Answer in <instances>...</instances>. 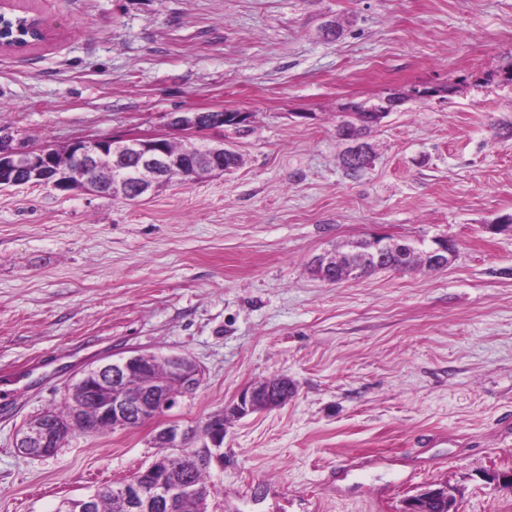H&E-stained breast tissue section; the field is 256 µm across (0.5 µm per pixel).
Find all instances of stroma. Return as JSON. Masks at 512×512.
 <instances>
[{
	"instance_id": "1",
	"label": "stroma",
	"mask_w": 512,
	"mask_h": 512,
	"mask_svg": "<svg viewBox=\"0 0 512 512\" xmlns=\"http://www.w3.org/2000/svg\"><path fill=\"white\" fill-rule=\"evenodd\" d=\"M47 37L0 48V130L27 148L180 141L174 112L248 113L220 176L138 200L0 190V512H56L148 464L280 376L282 407L224 425L208 512H402L447 486L460 512H512V0H19ZM333 20L341 35L323 39ZM454 83L451 95L418 89ZM404 103L348 179L349 104ZM457 248L446 268L318 280L311 259L372 235ZM194 358L204 381L163 419L16 432L93 362ZM191 432L182 428L177 423H168L155 435V440L162 446L168 448V453H182L188 447Z\"/></svg>"
}]
</instances>
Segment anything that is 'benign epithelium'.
Instances as JSON below:
<instances>
[{
  "label": "benign epithelium",
  "instance_id": "benign-epithelium-1",
  "mask_svg": "<svg viewBox=\"0 0 512 512\" xmlns=\"http://www.w3.org/2000/svg\"><path fill=\"white\" fill-rule=\"evenodd\" d=\"M30 30L46 35L42 19L28 15L15 27L18 38L12 41L0 38V46L20 49L31 45L25 38ZM172 125L196 134L222 130L224 112H184L172 118ZM230 152L232 149L225 147L222 139L210 143L203 151L194 154L193 175L211 176L224 172V155ZM180 163V156L168 152L162 137L86 139L77 140L65 148L26 150L13 145L10 137L0 135V185L3 187L39 182L61 191L139 198L157 189ZM454 253L453 241L436 237L432 239L428 256L431 265L443 268ZM335 262V252L325 251L312 260V270L324 281L326 271ZM158 362L164 363L173 388L131 390L129 380L132 375L142 373ZM203 381V368L189 356L133 353L88 367L67 389L66 398L77 406L94 397L99 417L112 428L123 429L136 419L150 421L161 417L184 399L192 397ZM277 401L269 389L262 392L254 387L247 388L231 405L196 424L194 432L172 422L158 430L155 440L171 453L179 454L189 446L207 448L209 455L198 458L197 463H218L224 448V416L243 418L255 413L261 405L273 406ZM83 420V412L77 408L62 422L26 421L19 428L16 448L28 456H53ZM171 471V457L155 455L138 478L117 487L116 493L124 499L130 512H179L184 500L203 499L198 486L177 480ZM441 503L448 505V512H459L457 499L446 486L428 487L410 497L403 512H432V507Z\"/></svg>",
  "mask_w": 512,
  "mask_h": 512
}]
</instances>
